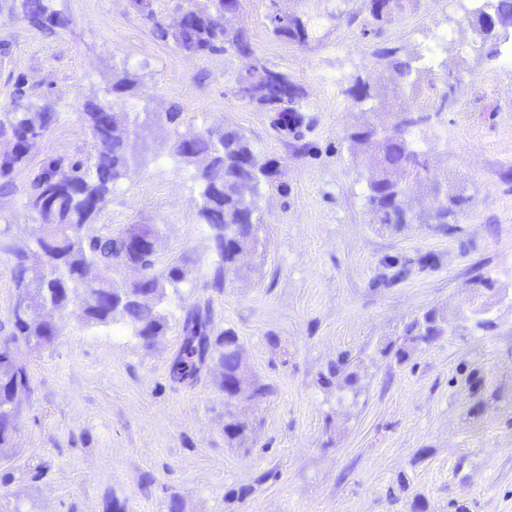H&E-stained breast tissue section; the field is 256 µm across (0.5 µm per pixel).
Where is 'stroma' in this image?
<instances>
[{"mask_svg":"<svg viewBox=\"0 0 512 512\" xmlns=\"http://www.w3.org/2000/svg\"><path fill=\"white\" fill-rule=\"evenodd\" d=\"M187 3L149 0V20L129 0H55L69 23L54 30L0 9V106L21 85L58 115L0 191L16 244L32 229V170L91 153L84 107L104 98L116 64L141 78L135 111L176 105L195 127H234L276 169L248 274L220 289L196 185L169 139L117 184L104 223L158 225L161 266L192 274L152 347L67 314L55 345L27 355L31 393L18 451L0 458V512H168L174 498L181 512H512V58L502 51L512 28L490 56L463 23L481 0H417L370 32L368 0H279L309 18L300 45L271 34L269 0H243L236 23L256 55L304 90V122L286 132L236 95L247 58L193 57L159 37L156 23ZM383 43L460 78L454 108L428 133L431 176L465 188L457 223L395 230L365 206L345 139L358 117L348 90L377 78ZM480 306L490 327L475 325ZM195 307L212 335L238 336L262 398L226 403L213 367L174 379ZM433 307L453 333L398 360L406 325ZM340 362L354 385L336 376ZM231 413L251 427L244 444L224 437Z\"/></svg>","mask_w":512,"mask_h":512,"instance_id":"obj_1","label":"stroma"}]
</instances>
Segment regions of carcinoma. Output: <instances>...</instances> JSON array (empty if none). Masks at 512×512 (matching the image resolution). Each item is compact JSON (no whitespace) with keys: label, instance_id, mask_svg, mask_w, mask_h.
<instances>
[{"label":"carcinoma","instance_id":"carcinoma-1","mask_svg":"<svg viewBox=\"0 0 512 512\" xmlns=\"http://www.w3.org/2000/svg\"><path fill=\"white\" fill-rule=\"evenodd\" d=\"M414 0H370L372 20L387 24L397 19ZM192 23L162 29V38L172 39L185 53L203 57L214 53H234L251 57L247 70L238 73L235 84L249 87L247 102L277 113L281 127L295 125L301 118L303 91L287 74L276 71L254 54L248 33L234 28L233 15H225V0H200L193 4ZM11 8L37 28H64L68 24L53 0H17ZM283 13L284 25L270 24L272 34L281 40L306 43L310 38L308 21L298 13L284 12L277 0H270V12ZM494 19L512 20V0H496L491 5ZM376 56L389 76L375 82L358 79L349 89L361 116L348 127L350 157L366 182V205L375 224L401 227L406 224H455L468 197L463 186L448 177L427 176V153L414 140L426 133L433 122L455 103V87L440 82L429 70L412 65L415 57L400 46H384ZM137 73L128 65L113 71L107 93L137 96ZM382 108L395 114L390 126H378L368 114ZM93 141V152L86 158L66 155L46 158L30 178L25 207L34 228L31 245L21 247L8 236L9 227L0 229V250L12 262L15 288L11 308L13 332L0 340V455L16 450V422L30 392V380L22 349L40 352L58 338L53 315L77 310L87 326L120 325L144 341L164 335L168 318L162 305L167 288L188 280L190 270L170 266L156 271L158 256L141 255V278L133 285L142 295L137 302L121 305L112 297L127 294L113 286L114 275L132 261L125 249L131 234L158 237L155 224H128L114 230L101 223V215L112 189L133 167L147 165L144 151L129 150L128 137H141L155 128L167 133L175 158L193 169L198 187L196 216L207 227L217 253L211 285L224 287L229 276L239 273V254L260 244L263 222L259 201L261 187L272 181L271 165L259 159L249 139L228 126L201 130L185 121L177 106L154 112L139 122V113L108 98L90 102L84 112ZM57 121L52 106L14 103L0 113V137L9 139L11 150L0 156L1 189L12 185L17 168L25 165L36 133H46ZM451 327L445 311L432 308L414 318L405 329L409 340L430 344L448 335ZM184 337L173 365L179 381L195 379L207 359L210 335L208 319L197 310L187 313ZM238 337L224 333V354L215 367L231 375L238 368ZM248 424L227 412L224 435L231 443H243Z\"/></svg>","mask_w":512,"mask_h":512}]
</instances>
